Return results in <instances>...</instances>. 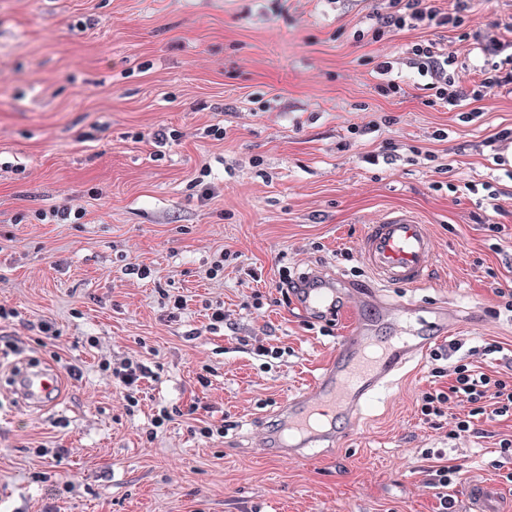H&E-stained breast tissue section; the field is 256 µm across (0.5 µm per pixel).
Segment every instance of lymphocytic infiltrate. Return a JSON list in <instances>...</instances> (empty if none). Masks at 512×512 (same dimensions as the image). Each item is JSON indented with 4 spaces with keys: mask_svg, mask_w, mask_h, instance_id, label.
Wrapping results in <instances>:
<instances>
[{
    "mask_svg": "<svg viewBox=\"0 0 512 512\" xmlns=\"http://www.w3.org/2000/svg\"><path fill=\"white\" fill-rule=\"evenodd\" d=\"M467 23L468 0H450L445 8L438 6L437 0H386L384 10L373 15L370 30L373 40L378 41L393 30L448 26L459 31L461 39L465 40L471 36ZM493 53L498 57L497 62L480 68L477 80L468 86L458 80L456 52L443 47L437 40L422 39L412 43L407 50L406 65L423 80L428 104L454 109L465 100L478 101L495 88L512 85V52L500 43L494 46ZM461 348V343L453 342L433 351L434 375L441 377L449 372L453 379L448 387L424 391L416 400L422 420L438 429L447 428L452 440L471 436L477 416L512 417V377L501 372L477 370L468 363H458L452 370H445L444 361L451 359ZM99 367L109 374L113 385L123 389L127 412H134L142 399L145 382L154 376L151 368L136 357L115 361L104 359ZM461 405L466 406V414H458L457 408ZM208 410V404L197 397L180 407L161 408L151 420L148 436L156 438L159 428L175 418L184 417L195 421V431L205 441L223 438L230 428L229 421L207 419ZM424 458L427 484L440 492L438 512H455V502L448 496L447 489L460 473V465L452 463L439 451H426Z\"/></svg>",
    "mask_w": 512,
    "mask_h": 512,
    "instance_id": "obj_1",
    "label": "lymphocytic infiltrate"
}]
</instances>
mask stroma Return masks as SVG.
Segmentation results:
<instances>
[{"mask_svg": "<svg viewBox=\"0 0 512 512\" xmlns=\"http://www.w3.org/2000/svg\"><path fill=\"white\" fill-rule=\"evenodd\" d=\"M380 6L0 0V303L16 312L0 325V512H437L428 448L463 465L450 488L457 512H468L470 485L493 486L512 512V460L496 448L512 421L478 419L476 434L456 441L424 424L415 400L443 383L427 359L362 412L343 446L302 460L255 452V423L272 422L339 336L336 323L308 322L284 301L281 272L322 268L367 289L360 237L388 209L430 224L436 260L425 287L384 288L381 298L448 305L461 320L452 333L466 343L460 359L486 371L512 362V320L495 314L496 288H512V181L484 145L512 127V92L429 107L408 72L403 94L380 96L372 60L400 58L421 39L450 45L465 83L484 63L446 27L357 40ZM469 9L484 38L512 41V0ZM369 123L374 132L351 134ZM163 126L178 136L161 148L153 133ZM211 126L222 139L208 136ZM439 128L447 139H433ZM390 142L397 151L386 161ZM206 168L208 199L196 184ZM61 205L82 219L41 221ZM218 259L223 275L207 279ZM133 264L151 277L129 274ZM164 292L186 296L187 309L170 314ZM216 301L223 331L192 339ZM475 310L481 322L466 324ZM44 319L57 340L39 332ZM248 338L288 353L263 364ZM493 342L503 353L484 354ZM128 355L155 373L132 415L98 368ZM59 360L84 376L63 382L57 405L34 410L15 397L17 368ZM204 364L215 369L207 401L233 429L208 443L179 418L147 440L156 407L188 403ZM40 446L64 454L40 457ZM62 472L71 489L59 485Z\"/></svg>", "mask_w": 512, "mask_h": 512, "instance_id": "stroma-1", "label": "stroma"}]
</instances>
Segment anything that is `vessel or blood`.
<instances>
[{"mask_svg":"<svg viewBox=\"0 0 512 512\" xmlns=\"http://www.w3.org/2000/svg\"><path fill=\"white\" fill-rule=\"evenodd\" d=\"M359 256L375 287L421 288L435 259L432 234L413 212L390 210L366 225ZM290 297L308 321L346 319L350 326L310 385L282 404L276 426L259 429L260 451L275 458L302 459L308 449L335 447L372 401L458 325L445 306L371 305L368 293L321 268L303 272ZM14 390L24 404L43 408L58 392V378L48 367L27 366Z\"/></svg>","mask_w":512,"mask_h":512,"instance_id":"vessel-or-blood-1","label":"vessel or blood"}]
</instances>
